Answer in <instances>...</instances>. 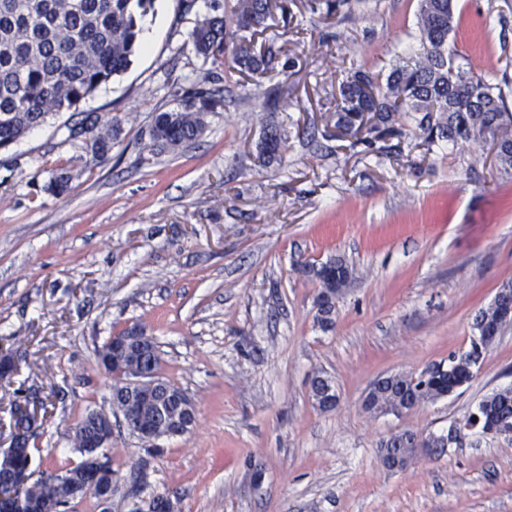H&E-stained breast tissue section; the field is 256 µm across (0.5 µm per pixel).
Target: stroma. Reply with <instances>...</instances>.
Masks as SVG:
<instances>
[{"label": "stroma", "mask_w": 512, "mask_h": 512, "mask_svg": "<svg viewBox=\"0 0 512 512\" xmlns=\"http://www.w3.org/2000/svg\"><path fill=\"white\" fill-rule=\"evenodd\" d=\"M311 2L289 0L269 22L288 69L225 76L223 108L176 152L150 156L149 127L189 83L206 85L186 44L206 0H155L141 26L161 30L126 71L0 154V355L19 365L0 380V446L12 402L38 397L51 406L34 428L35 472L78 464L71 429L109 406L95 351L136 324L198 416L156 456L115 427L112 512H131L135 481L142 500L167 495L179 512H512V441L471 437L402 470L380 460L392 434H447L512 385V325L456 392L398 416L361 406L375 379L468 349L475 314L512 280V175L473 144L427 147L411 121L369 146L334 138L340 80L388 70L416 44L418 0H348L331 16ZM456 4L457 64L512 109V0ZM88 112L121 120L99 166L63 136ZM270 124L288 140L264 166ZM57 167L73 174L63 198L43 189ZM334 257L354 275L324 332L319 285L300 267ZM317 373L336 408L312 402Z\"/></svg>", "instance_id": "stroma-1"}]
</instances>
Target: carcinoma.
I'll return each instance as SVG.
<instances>
[{"label":"carcinoma","instance_id":"carcinoma-1","mask_svg":"<svg viewBox=\"0 0 512 512\" xmlns=\"http://www.w3.org/2000/svg\"><path fill=\"white\" fill-rule=\"evenodd\" d=\"M152 7L153 0H0V150L44 125L50 114L72 108L123 73L139 44L141 21ZM275 9L287 12L288 0H235L225 11L219 0H213V14L198 21L188 37L195 56L202 64H211L207 76L212 87L189 90L179 108L154 115L149 135L157 150L175 151L197 139L207 128V115L224 107V88L219 83L224 80L220 71L226 66V37L234 43L229 69L260 77L276 68L281 50L275 40L258 47L254 41L260 28H268ZM455 22V0H420L414 54L391 67L383 93L374 78L361 70L342 80L334 126L344 137H356L366 127L392 135L398 121L411 119L429 145L443 141L481 149L490 145L496 169L512 175V112L502 93L483 77L454 65L448 36ZM109 124L112 134H101L99 126ZM119 130L117 116L90 113L80 125L68 128V139L90 135L85 149L91 154L89 162L99 165L109 158ZM284 144L281 127H265L258 159L264 165L277 160ZM72 179L67 169L58 168L52 171L46 190L62 197L70 191ZM301 272L319 284L316 321L328 331L335 322L336 283L347 287L353 268L342 259H332L319 266L306 263ZM499 322L498 309L488 306L478 311L473 329L481 339H472L469 350L448 358L446 384L416 382L406 372L393 374L368 391L367 411L384 413L397 404L432 401L462 387L473 378L472 370L486 345L495 340L483 335V330L495 329ZM96 353L109 361L105 372L112 376V412L137 425L148 424L161 435L193 430V419L180 406L186 392L159 375L156 341L142 327L134 324L123 329ZM330 384L327 377L312 378L310 396L315 404H322ZM474 413L484 419L512 420V387L485 396ZM15 425L23 427V438L0 455V512L17 500L31 512H41L47 505L66 512L65 474L36 478L30 470L32 425L19 404ZM83 437H94L87 414L69 436L73 448ZM388 451L403 467L415 457L403 439L393 442Z\"/></svg>","mask_w":512,"mask_h":512}]
</instances>
